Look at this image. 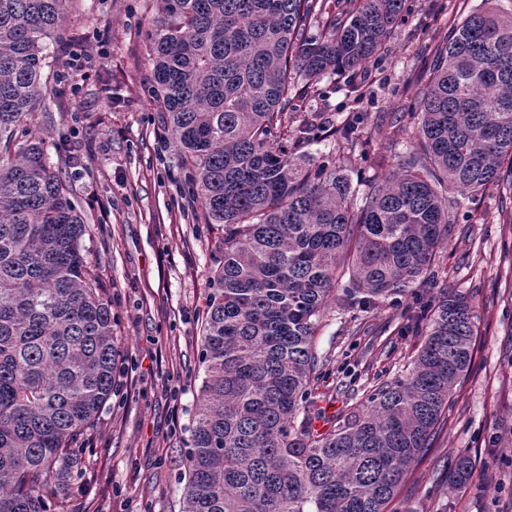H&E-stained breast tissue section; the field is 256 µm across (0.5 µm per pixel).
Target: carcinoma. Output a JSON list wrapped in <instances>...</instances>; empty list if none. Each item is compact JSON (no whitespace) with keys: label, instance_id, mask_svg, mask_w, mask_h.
I'll return each instance as SVG.
<instances>
[{"label":"carcinoma","instance_id":"carcinoma-1","mask_svg":"<svg viewBox=\"0 0 512 512\" xmlns=\"http://www.w3.org/2000/svg\"><path fill=\"white\" fill-rule=\"evenodd\" d=\"M69 0H0V512H69L77 445L112 396V307L81 213L36 136L46 47ZM154 96L224 230L209 281L204 377L179 512H387L469 370L464 293L418 298L409 372L319 432L306 409L314 338L336 291L368 310L434 276L451 198L512 189V13L478 9L436 52L405 125L377 127L397 169L352 184L347 159L297 158L330 132L290 101L385 49L406 0H161ZM456 456L448 481L467 486Z\"/></svg>","mask_w":512,"mask_h":512}]
</instances>
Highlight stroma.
Instances as JSON below:
<instances>
[{"instance_id": "stroma-1", "label": "stroma", "mask_w": 512, "mask_h": 512, "mask_svg": "<svg viewBox=\"0 0 512 512\" xmlns=\"http://www.w3.org/2000/svg\"><path fill=\"white\" fill-rule=\"evenodd\" d=\"M481 3L410 0L382 56L352 78L325 76L290 111L358 113L367 159L353 177L395 168L396 158L369 142L370 128L412 110L435 47ZM161 16L160 0H71L47 54L56 94L37 107L41 136L68 134L69 198L85 218L83 255L107 288L120 351L114 394L85 439L73 512H178L184 488L218 233L183 192L188 171L153 98ZM451 216L431 292L470 297L479 315L474 360L397 501L406 512H512V200L492 186L458 197ZM408 302L396 296L367 312L329 305L315 337L325 368L309 406L317 430L338 426L415 357L424 337L408 325ZM463 450L474 473L454 491L448 472Z\"/></svg>"}]
</instances>
